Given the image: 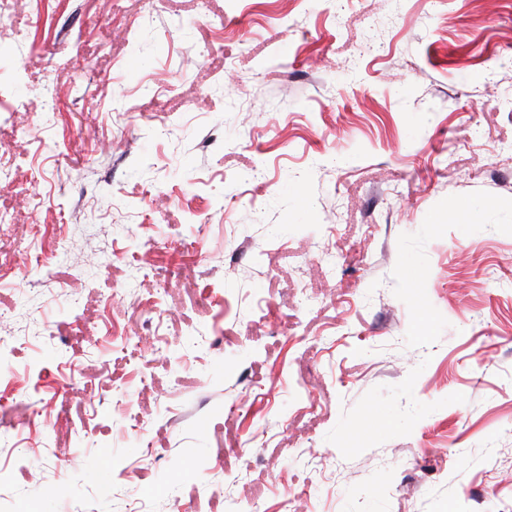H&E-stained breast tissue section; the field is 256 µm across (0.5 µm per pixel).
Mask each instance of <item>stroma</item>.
I'll list each match as a JSON object with an SVG mask.
<instances>
[{"label":"stroma","mask_w":512,"mask_h":512,"mask_svg":"<svg viewBox=\"0 0 512 512\" xmlns=\"http://www.w3.org/2000/svg\"><path fill=\"white\" fill-rule=\"evenodd\" d=\"M0 512H512V0H7Z\"/></svg>","instance_id":"stroma-1"}]
</instances>
